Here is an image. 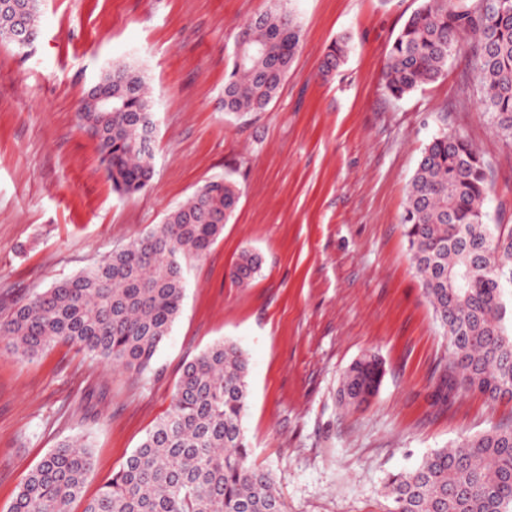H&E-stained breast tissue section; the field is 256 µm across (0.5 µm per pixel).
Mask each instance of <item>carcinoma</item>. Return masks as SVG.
<instances>
[{"mask_svg":"<svg viewBox=\"0 0 512 512\" xmlns=\"http://www.w3.org/2000/svg\"><path fill=\"white\" fill-rule=\"evenodd\" d=\"M288 0L245 22L224 80V112H264L276 98L301 43ZM471 46L478 103L498 135L512 143V0H423L393 42L382 74L400 100L447 71L464 37ZM348 39L326 49L319 75L346 61ZM96 87L112 93V111L84 103L81 130L97 143L112 188L131 195L153 176L144 121L152 93L134 63L108 67ZM488 164L462 133L444 130L424 148L402 217L425 297L448 336V378L490 401L512 399V333L504 296L512 288V231L486 223ZM237 185L213 178L162 223L14 308L0 323L11 353L32 360L63 342L131 374H143L179 316L184 263L204 256L235 212ZM261 257L243 249L232 280L247 286ZM248 364L234 344L218 342L188 362L170 411L112 473L83 512H285L270 473L248 460L243 416ZM384 375L375 354L352 362L340 401L359 407ZM91 447L64 440L26 476L9 512H70L94 471ZM392 512H512V427L498 426L427 455L387 479Z\"/></svg>","mask_w":512,"mask_h":512,"instance_id":"1","label":"carcinoma"}]
</instances>
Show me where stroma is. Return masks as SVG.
<instances>
[{"label":"stroma","mask_w":512,"mask_h":512,"mask_svg":"<svg viewBox=\"0 0 512 512\" xmlns=\"http://www.w3.org/2000/svg\"><path fill=\"white\" fill-rule=\"evenodd\" d=\"M421 0H294L297 52L267 111L225 114L240 26L270 0H43L29 54L0 44V321L16 303L143 236L205 181L235 182L222 235L184 267L181 312L144 375L60 343L33 360L0 341V512L61 441L87 437L86 496L170 410L184 364L218 341L249 361L243 427L287 512H390L388 475L439 448L512 425V400L448 385V341L411 261L401 218L427 144L459 131L486 157L487 221L512 228V145L474 102L470 43L445 75L403 99L382 86L390 48ZM346 63L320 79L323 53ZM133 61L154 97V176L113 191L76 112L101 73ZM262 257L249 286L230 270ZM386 373L357 410L337 399L348 366ZM350 51L348 39L340 37L332 42L326 49L319 75L322 79L330 77L346 61ZM261 264L258 253L244 248L231 270L232 280L239 286H248L260 271Z\"/></svg>","instance_id":"obj_1"}]
</instances>
